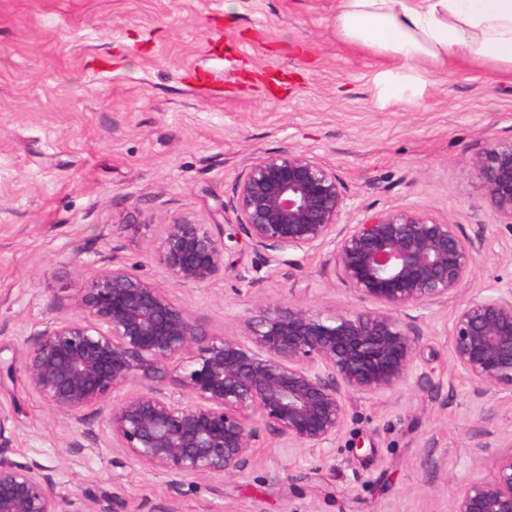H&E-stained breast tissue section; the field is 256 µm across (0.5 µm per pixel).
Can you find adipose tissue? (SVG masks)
<instances>
[{"instance_id": "1", "label": "adipose tissue", "mask_w": 512, "mask_h": 512, "mask_svg": "<svg viewBox=\"0 0 512 512\" xmlns=\"http://www.w3.org/2000/svg\"><path fill=\"white\" fill-rule=\"evenodd\" d=\"M336 32L398 61L383 81L399 99L455 62L512 74V0H339Z\"/></svg>"}]
</instances>
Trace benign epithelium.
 <instances>
[{
    "instance_id": "1",
    "label": "benign epithelium",
    "mask_w": 512,
    "mask_h": 512,
    "mask_svg": "<svg viewBox=\"0 0 512 512\" xmlns=\"http://www.w3.org/2000/svg\"><path fill=\"white\" fill-rule=\"evenodd\" d=\"M496 212L512 223V139L473 161ZM347 187L309 152L259 158L237 181L236 227L265 266L287 252L322 255L352 297L376 305L318 307L261 300L240 336L211 337L165 290L120 263L79 288L81 320L38 332L18 355L0 357V376L21 362L31 389L83 423L81 413L128 382L138 392L112 400L103 421L134 462L178 482L236 477L263 447L262 431L284 452L331 448L351 396H379L410 384L421 334L406 310L448 302L474 274L481 236L430 218L413 205L343 222ZM230 246L204 224L167 225L159 256L183 285L232 271ZM459 376L476 415H497L491 398L512 400V287H491L457 309L449 332ZM0 412V512H124L119 499L55 491L51 470L10 459ZM490 473L455 481L451 512H512V440Z\"/></svg>"
}]
</instances>
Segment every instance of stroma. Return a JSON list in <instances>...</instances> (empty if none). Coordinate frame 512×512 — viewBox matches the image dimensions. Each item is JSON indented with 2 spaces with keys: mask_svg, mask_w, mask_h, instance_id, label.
<instances>
[{
  "mask_svg": "<svg viewBox=\"0 0 512 512\" xmlns=\"http://www.w3.org/2000/svg\"><path fill=\"white\" fill-rule=\"evenodd\" d=\"M336 14L337 0H0V356L77 317L82 282L114 261L217 337L242 334L257 296L350 303L320 256L290 253L271 269L238 241L226 260L253 283L228 273L201 287L160 262L177 218L230 232L238 178L282 150L336 169L347 223L412 204L494 247L457 297L411 308L420 381L348 398L333 448L288 456L266 435L235 478L169 483L113 447L93 408L99 445L59 457L77 438L71 419L15 371L0 380L14 458L52 469L60 495L118 496L129 512H449L454 479L490 471L494 451L475 436L512 437V402L492 423L473 415L446 333L467 300L512 283V226L472 166L512 137V75L453 65L395 99L381 85L393 62L343 44Z\"/></svg>",
  "mask_w": 512,
  "mask_h": 512,
  "instance_id": "35a3bbf8",
  "label": "stroma"
}]
</instances>
